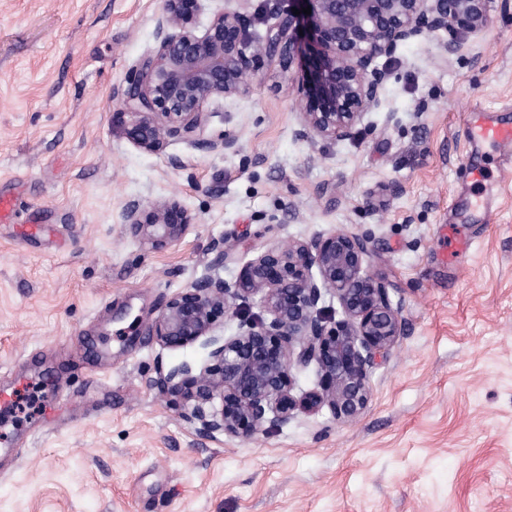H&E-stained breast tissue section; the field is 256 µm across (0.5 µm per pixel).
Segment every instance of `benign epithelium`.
<instances>
[{
    "label": "benign epithelium",
    "mask_w": 512,
    "mask_h": 512,
    "mask_svg": "<svg viewBox=\"0 0 512 512\" xmlns=\"http://www.w3.org/2000/svg\"><path fill=\"white\" fill-rule=\"evenodd\" d=\"M275 12V32L260 40L237 11L215 13L202 33L196 20L203 0H162L155 29L156 52L128 86L115 93L112 113L126 139L156 153L171 141L225 152L235 137L204 139L210 105L248 92L257 60L275 57L297 68L299 128L303 140H352L364 116L378 108L392 71L378 60L400 45L443 31V50L460 54L469 37L485 29L507 0H286ZM311 8V14L293 10ZM130 232L153 249L178 240L192 223L188 210L169 199L124 208ZM371 236L334 231L305 240L275 242L245 262L234 285L208 276L174 294L154 325L165 348L200 340L210 347L199 370L181 364L159 375L162 396L191 403L198 434L250 438L282 428L302 410L327 407L343 423L357 421L370 400V378L386 360L403 324L383 278L365 272ZM338 299L345 318L333 320L319 306L325 294ZM258 298L269 318L239 314L236 301ZM236 316L231 336L213 334L220 317ZM316 367L318 388L293 395L295 367Z\"/></svg>",
    "instance_id": "1"
}]
</instances>
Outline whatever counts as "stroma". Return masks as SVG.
I'll use <instances>...</instances> for the list:
<instances>
[{
    "label": "stroma",
    "instance_id": "stroma-1",
    "mask_svg": "<svg viewBox=\"0 0 512 512\" xmlns=\"http://www.w3.org/2000/svg\"><path fill=\"white\" fill-rule=\"evenodd\" d=\"M279 0H206L265 36ZM161 0H0V388L37 394L0 410V512H512V176L489 208L460 171L498 173L470 151L474 106L512 110V4L462 55L442 35L401 45L379 108L354 140L296 137V70L265 57L249 93L215 101L206 139L146 153L113 126L116 90L156 48ZM175 198L193 222L154 250L132 236V199ZM46 233L26 236L29 224ZM473 238L449 253L438 228ZM373 237L369 273L404 333L371 377L366 412L342 424L297 413L249 439L204 440L190 406L150 383L202 343L151 336L196 279L234 282L281 239ZM238 249L212 268L211 247ZM59 410L54 425L44 410Z\"/></svg>",
    "mask_w": 512,
    "mask_h": 512
}]
</instances>
